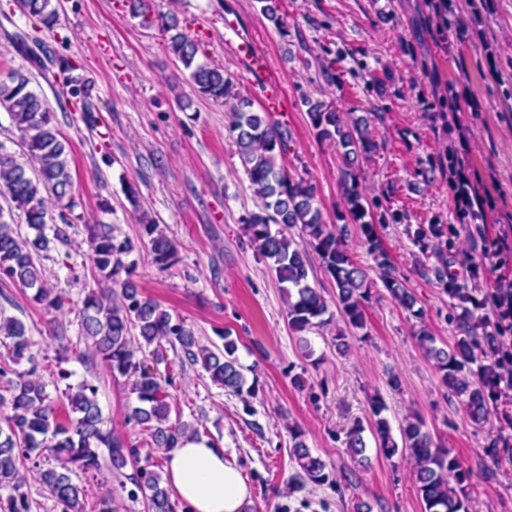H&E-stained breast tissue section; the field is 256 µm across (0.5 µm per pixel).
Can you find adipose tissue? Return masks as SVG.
<instances>
[{
  "instance_id": "obj_1",
  "label": "adipose tissue",
  "mask_w": 512,
  "mask_h": 512,
  "mask_svg": "<svg viewBox=\"0 0 512 512\" xmlns=\"http://www.w3.org/2000/svg\"><path fill=\"white\" fill-rule=\"evenodd\" d=\"M167 480L190 512H243L250 498L240 470L207 440H185L167 454Z\"/></svg>"
}]
</instances>
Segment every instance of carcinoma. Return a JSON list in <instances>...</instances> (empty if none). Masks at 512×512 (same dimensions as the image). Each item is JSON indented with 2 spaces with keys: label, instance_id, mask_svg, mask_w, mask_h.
<instances>
[{
  "label": "carcinoma",
  "instance_id": "obj_1",
  "mask_svg": "<svg viewBox=\"0 0 512 512\" xmlns=\"http://www.w3.org/2000/svg\"><path fill=\"white\" fill-rule=\"evenodd\" d=\"M20 11L51 29L57 22L52 0H18ZM161 29L168 34L167 47L189 72L197 92L215 101L231 96V84L224 67L202 62L198 45L179 29L178 18L171 14L160 19ZM59 76L74 98L86 95V83L76 74L78 62L60 56L56 59ZM30 79L19 71L0 78V108L22 132L23 146L30 160L38 165L29 175L15 154L0 145V196L9 198L21 211L25 224L34 231L22 238L0 210V276L31 291L29 300L45 309L74 308L65 295L55 294L43 280L33 255L48 248L46 234L48 211L45 194L51 193L61 209L73 212L78 206L68 151L59 139L54 113L41 95L29 87ZM308 117L317 134L331 139L341 149V170L345 214L344 224H329L315 204V187L301 176H292L278 166L277 158L286 151L288 136L269 112L257 110L248 98H239L232 110L231 132L236 135L240 162L255 192L262 200L258 213L246 220L251 244L267 261L279 288L287 299L288 327L306 332L319 327L329 313L325 298L311 281L310 253H315L324 274L336 288V308L346 327L353 331L367 328L364 301L371 290L367 270L356 263L346 248L348 225L357 224L364 237L367 252L373 257L378 278L392 299L415 316V294L396 276L388 252L382 246L372 214L364 204L355 173L358 158L376 149L370 137L368 121L363 117H344L320 101H307ZM148 238L154 266L166 270L178 261V248L159 225L146 214L139 218ZM412 240L421 243L443 235L440 224L406 226ZM91 262L98 276V289L88 292L78 308L79 334L92 341L87 361L98 357L112 377L132 381L137 405L132 418L151 431L154 445L166 451L198 430L186 423L170 424V406L165 386L170 384L157 367L161 358L150 365L136 358L131 346L133 331L150 346L164 341L179 345L185 357L201 363L211 380L232 392L252 394L254 386L246 385L243 367L236 356L237 344L229 334L221 336L222 346L202 348L186 322L172 316L154 299L146 296L134 279L136 262L129 259L134 250L130 241L118 239L109 224H97L90 231ZM440 281L447 286L448 296L460 301L456 316L457 339L440 346L437 338L422 328L415 338L427 358L434 362L441 383L460 401L469 419L476 425L487 422L500 392L503 363L509 354L501 349V322H492L476 311L481 303L469 289L443 272ZM0 335L10 340L8 354L0 357V378L5 386L0 393V407L10 413L0 417V512H31L26 473L36 471L41 484L49 491L61 512H117L112 495L105 492L87 500L84 487L73 476L90 474L100 469V450L106 449L110 468L115 474L131 465L129 477L133 489L128 496L149 492L150 512H174L169 492L161 486L158 472L138 467L139 452L107 426L97 400V387L90 381L66 387L62 420L43 382L32 378L35 369L20 373L13 365L24 358L31 346L26 326L15 317L0 316ZM372 434L384 456L403 453L414 462L416 488L423 512H471L473 471L449 448L434 443L423 423L416 417L405 419L399 426L401 442H396L391 426L383 416L385 405L374 398L370 405ZM364 426L357 422L346 433L345 445L358 461L365 460L367 443ZM47 455L57 466L41 467L31 454ZM292 456L303 473V479L314 484L329 482L330 474L320 457L312 455L301 440L295 442ZM493 468L498 472L512 468V444L494 439L485 448ZM7 494H1V491Z\"/></svg>",
  "mask_w": 512,
  "mask_h": 512
}]
</instances>
